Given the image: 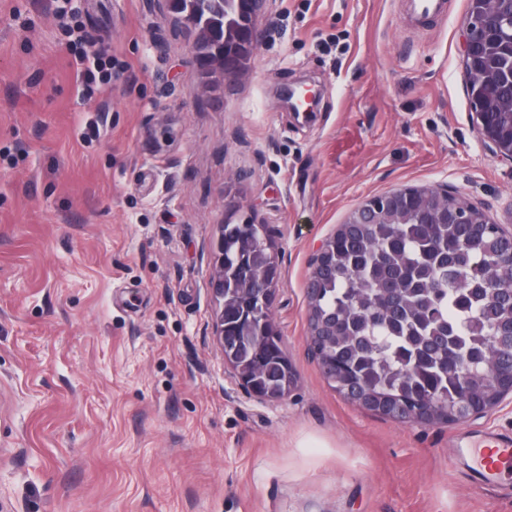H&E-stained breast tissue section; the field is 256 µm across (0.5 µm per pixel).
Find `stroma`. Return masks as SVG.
I'll return each instance as SVG.
<instances>
[{"label":"stroma","mask_w":512,"mask_h":512,"mask_svg":"<svg viewBox=\"0 0 512 512\" xmlns=\"http://www.w3.org/2000/svg\"><path fill=\"white\" fill-rule=\"evenodd\" d=\"M445 2L268 0L250 74L208 89L165 0H0V512H512L511 477L480 487L450 459L512 442V403L386 419L306 340L316 249L368 198L445 186L512 225V166L466 91L468 0ZM102 47L112 90L90 94L77 63ZM303 78L323 90L308 123L276 97ZM236 206L278 246L281 402L213 334Z\"/></svg>","instance_id":"stroma-1"}]
</instances>
